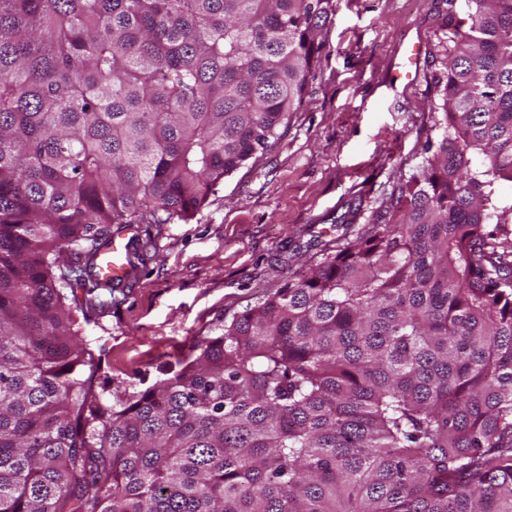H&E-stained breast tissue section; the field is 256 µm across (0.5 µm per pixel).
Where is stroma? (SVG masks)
Instances as JSON below:
<instances>
[{
  "label": "stroma",
  "mask_w": 512,
  "mask_h": 512,
  "mask_svg": "<svg viewBox=\"0 0 512 512\" xmlns=\"http://www.w3.org/2000/svg\"><path fill=\"white\" fill-rule=\"evenodd\" d=\"M308 91L277 140L225 178L121 293L81 325L115 397L176 369L196 341L355 239L423 158L438 99L431 61L448 0H334ZM416 63H409V55Z\"/></svg>",
  "instance_id": "35a3bbf8"
}]
</instances>
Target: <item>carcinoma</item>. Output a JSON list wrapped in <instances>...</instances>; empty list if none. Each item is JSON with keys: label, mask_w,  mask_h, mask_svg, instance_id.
<instances>
[{"label": "carcinoma", "mask_w": 512, "mask_h": 512, "mask_svg": "<svg viewBox=\"0 0 512 512\" xmlns=\"http://www.w3.org/2000/svg\"><path fill=\"white\" fill-rule=\"evenodd\" d=\"M464 2L373 224L108 404L67 301L278 138L332 0H0V512H512V0ZM132 237L134 238L135 236L128 237V235H125L116 237L112 242V246L101 254L100 277L103 281L117 280L124 275V248L127 240Z\"/></svg>", "instance_id": "cac0c4a2"}]
</instances>
